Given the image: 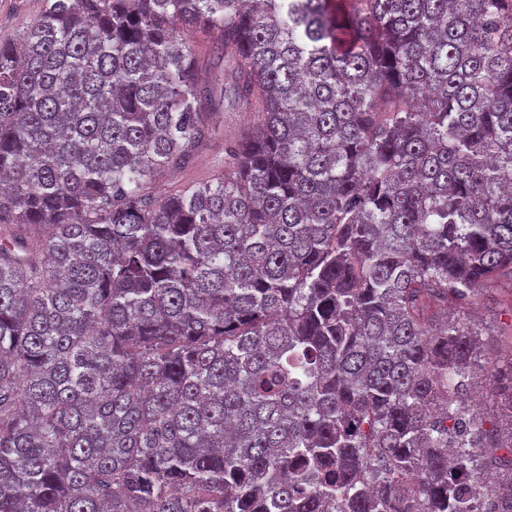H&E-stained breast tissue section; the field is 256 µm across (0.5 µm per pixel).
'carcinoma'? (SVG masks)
I'll list each match as a JSON object with an SVG mask.
<instances>
[{"mask_svg": "<svg viewBox=\"0 0 512 512\" xmlns=\"http://www.w3.org/2000/svg\"><path fill=\"white\" fill-rule=\"evenodd\" d=\"M221 32L260 116L175 27ZM512 0H43L0 42V512H512ZM259 115L252 111L224 112V121L210 146L204 148L193 167L177 173L155 174L148 183V191L155 197L181 189L196 181H204L224 169V149L240 135L253 130ZM511 305L512 288L509 277H504L482 291L470 309L454 313L478 325L490 357H503L512 346V318L508 314Z\"/></svg>", "mask_w": 512, "mask_h": 512, "instance_id": "carcinoma-1", "label": "carcinoma"}]
</instances>
